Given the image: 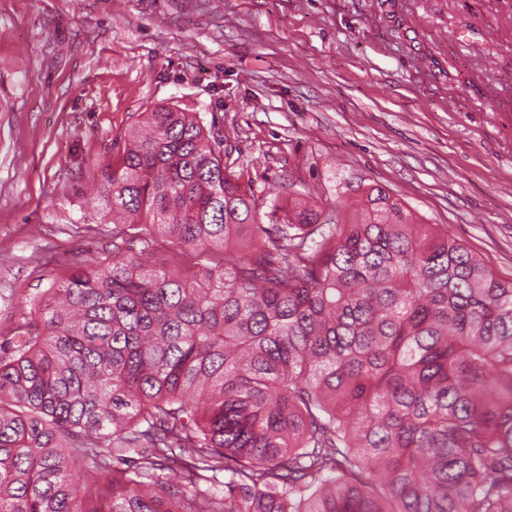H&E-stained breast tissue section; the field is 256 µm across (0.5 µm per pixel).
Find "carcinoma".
<instances>
[{
  "instance_id": "cac0c4a2",
  "label": "carcinoma",
  "mask_w": 512,
  "mask_h": 512,
  "mask_svg": "<svg viewBox=\"0 0 512 512\" xmlns=\"http://www.w3.org/2000/svg\"><path fill=\"white\" fill-rule=\"evenodd\" d=\"M97 194L112 261L0 342V512H512V279L380 186L351 224L261 223L175 106ZM137 220L224 263L122 255Z\"/></svg>"
}]
</instances>
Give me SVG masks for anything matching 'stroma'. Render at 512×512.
<instances>
[{
  "label": "stroma",
  "instance_id": "obj_1",
  "mask_svg": "<svg viewBox=\"0 0 512 512\" xmlns=\"http://www.w3.org/2000/svg\"><path fill=\"white\" fill-rule=\"evenodd\" d=\"M161 104L223 136L263 223L381 186L512 278V0H0V339L111 261L84 185Z\"/></svg>",
  "mask_w": 512,
  "mask_h": 512
}]
</instances>
